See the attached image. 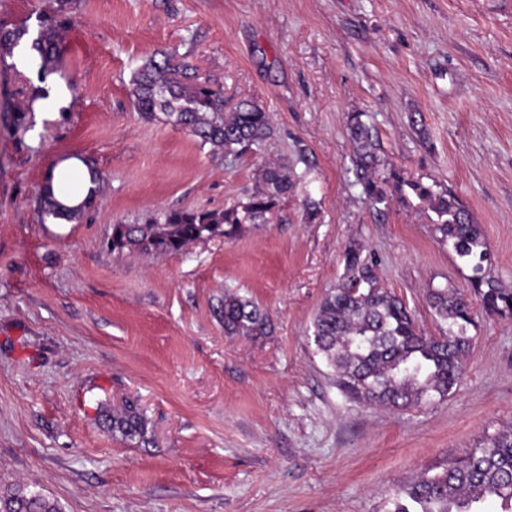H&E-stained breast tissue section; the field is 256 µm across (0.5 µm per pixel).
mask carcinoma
Here are the masks:
<instances>
[{
	"mask_svg": "<svg viewBox=\"0 0 512 512\" xmlns=\"http://www.w3.org/2000/svg\"><path fill=\"white\" fill-rule=\"evenodd\" d=\"M70 0L38 16V35L30 49L39 70H55L65 53L60 29L71 22ZM28 34L26 28H0V54L10 56ZM171 59H149L131 76L134 111L146 121H163L189 129L200 140L226 155L245 153L269 137L270 113L246 101L234 111L224 110V91L208 82H187L170 75ZM365 113L354 112L348 123L358 149L353 161L356 182L374 208L388 207L393 197L406 203L414 197L427 204L442 240L471 264L474 296L455 290L430 291L434 316L448 326L443 336H425L416 327L407 305L383 288L373 262L362 249L351 246L344 254L346 275L323 299L312 322L309 339L336 376L339 389L350 399L370 405L408 410L441 401L458 385L466 369V354L475 323L474 306L487 315L512 319V287L490 274L491 254L469 209L447 190L410 180L389 167L374 151ZM92 188L75 205L59 200L48 174L41 189L43 213L66 222L80 220L96 198L101 176L90 170ZM288 166H264L253 188L223 211L167 209L150 213L140 224L112 225L111 247L117 253L176 255L199 242L217 237L236 238L248 224H266L282 198L294 190ZM224 333L264 336L269 317L259 305L236 293L224 295ZM112 432L124 440H142L145 425L134 406L106 416ZM499 499L512 505V432L502 433L475 449L460 462L423 475L397 489L386 512H481L479 505ZM0 512H59L57 504L17 483L0 496Z\"/></svg>",
	"mask_w": 512,
	"mask_h": 512,
	"instance_id": "carcinoma-1",
	"label": "carcinoma"
}]
</instances>
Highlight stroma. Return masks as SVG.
Here are the masks:
<instances>
[{
    "mask_svg": "<svg viewBox=\"0 0 512 512\" xmlns=\"http://www.w3.org/2000/svg\"><path fill=\"white\" fill-rule=\"evenodd\" d=\"M71 5L56 72L0 61V106L27 111L18 128L0 109V492L21 483L61 512H384L392 490L512 428V319L477 314L461 382L407 411L350 400L309 338L352 244L425 335L447 331L431 289H472L422 203H366L352 112L406 178L463 202L512 284V0ZM55 6L0 0V26L37 33ZM161 54L222 87L225 110L258 102L270 136L227 155L140 119L130 79ZM71 155L101 173L96 202L42 219L44 177ZM271 163L300 182L270 223L179 255L106 248L113 225L152 211L233 205ZM228 292L269 313L268 335L225 334ZM129 405L144 443L103 417Z\"/></svg>",
    "mask_w": 512,
    "mask_h": 512,
    "instance_id": "obj_1",
    "label": "stroma"
}]
</instances>
